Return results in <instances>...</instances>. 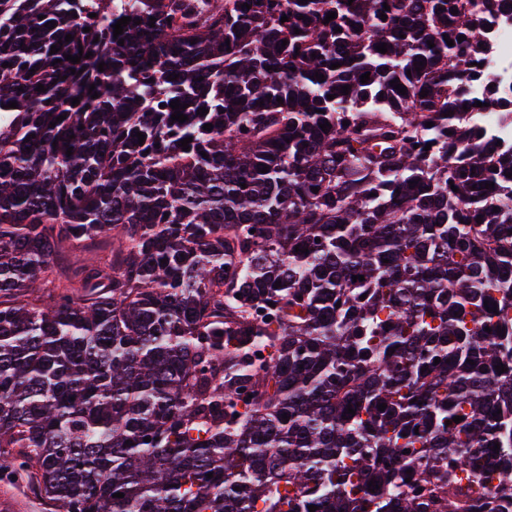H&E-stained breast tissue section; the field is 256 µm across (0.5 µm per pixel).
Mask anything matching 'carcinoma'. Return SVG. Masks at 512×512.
<instances>
[{
    "label": "carcinoma",
    "mask_w": 512,
    "mask_h": 512,
    "mask_svg": "<svg viewBox=\"0 0 512 512\" xmlns=\"http://www.w3.org/2000/svg\"><path fill=\"white\" fill-rule=\"evenodd\" d=\"M33 2L0 0V479L56 512H468L498 444L512 512V150L444 117L512 0ZM114 241L112 236L103 235L94 241L81 243L78 247L68 245L58 248V259L63 267H73L75 262L83 267H103L112 259Z\"/></svg>",
    "instance_id": "obj_1"
}]
</instances>
